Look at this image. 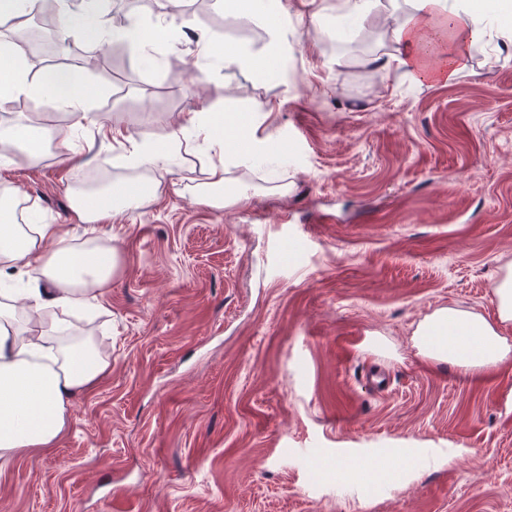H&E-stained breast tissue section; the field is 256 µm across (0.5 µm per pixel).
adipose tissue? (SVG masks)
<instances>
[{"label": "adipose tissue", "mask_w": 512, "mask_h": 512, "mask_svg": "<svg viewBox=\"0 0 512 512\" xmlns=\"http://www.w3.org/2000/svg\"><path fill=\"white\" fill-rule=\"evenodd\" d=\"M407 3V9L391 13L389 34L394 52L369 59L378 72L387 74L405 67L417 82L446 84L465 68L471 48L483 41L487 25L512 31V0H503L489 17L484 14L483 0ZM4 58L11 66L0 72V109L23 95L78 112L98 95L80 72L40 66L10 37L0 38V60ZM227 125L251 133L258 128L255 114L239 113L222 120L204 109L183 116L177 127L156 141L138 140L116 125L105 129L104 134L119 144L125 165L173 174L182 183L191 171L187 156L207 147L208 189L198 200L211 205L214 191H222L227 181V154L246 162L261 157L253 141H226L223 128ZM49 135L67 157H75L76 151L62 129L49 132L22 122L0 129V165L9 164L14 149L32 148ZM157 190L154 184L127 183L75 200L77 219L89 226V236L81 244L73 243L55 224L22 225L10 217L0 219V272L32 268L46 282L45 287L31 288L0 302V467L22 451L52 447L64 430L70 400L94 390L109 372L108 355L91 338L60 340L55 323L46 322L43 313L48 309L65 313L98 301L120 264L116 248L98 244L101 222L113 212L139 207ZM428 322L447 326L454 334L486 337L488 346L481 364H496L506 356L493 327L473 314L442 309Z\"/></svg>", "instance_id": "adipose-tissue-1"}]
</instances>
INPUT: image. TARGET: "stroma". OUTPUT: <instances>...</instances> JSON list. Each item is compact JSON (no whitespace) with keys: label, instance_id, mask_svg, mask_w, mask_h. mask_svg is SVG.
Here are the masks:
<instances>
[{"label":"stroma","instance_id":"obj_1","mask_svg":"<svg viewBox=\"0 0 512 512\" xmlns=\"http://www.w3.org/2000/svg\"><path fill=\"white\" fill-rule=\"evenodd\" d=\"M330 2L266 0L288 8L279 79L190 56L176 7L126 12L149 44L124 64L72 34L99 89L93 122L69 127L82 158L16 152L0 187L78 242L86 187L160 188L101 226L120 269L96 313L58 317L111 372L71 400L53 448L0 469V512H512V323L494 295L512 265V40L488 30L445 85L384 80L367 60L393 49L386 7L329 36L311 18ZM192 16L231 51L271 39L216 0ZM200 109L265 115L266 167H229L237 205L125 167L101 134L151 140ZM448 307L496 324L506 359L422 355L418 327Z\"/></svg>","mask_w":512,"mask_h":512}]
</instances>
